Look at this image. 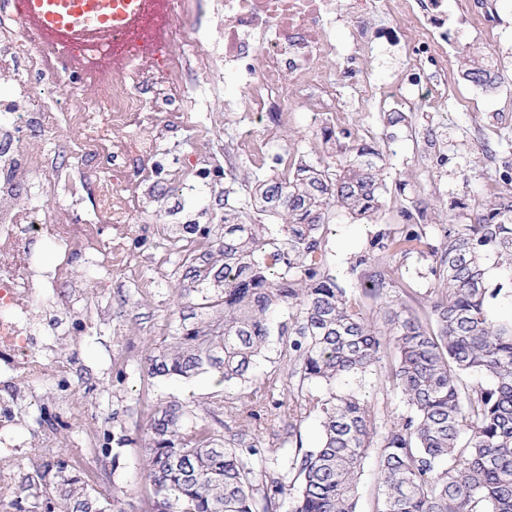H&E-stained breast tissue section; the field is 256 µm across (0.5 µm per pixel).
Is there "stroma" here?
<instances>
[{
	"label": "stroma",
	"mask_w": 512,
	"mask_h": 512,
	"mask_svg": "<svg viewBox=\"0 0 512 512\" xmlns=\"http://www.w3.org/2000/svg\"><path fill=\"white\" fill-rule=\"evenodd\" d=\"M338 62L343 70L360 68L373 73L382 85L395 79L405 67L406 58L399 48L386 46L366 56L344 51ZM235 87V78L228 76L213 89L189 90L184 106L191 109V119L199 133L191 140L185 132L175 133L157 157L154 172L144 187L143 212L131 221L130 235L137 248L151 246L159 225L188 219L197 224H214L225 206L244 207L256 173L250 163H242L232 182L225 180L223 173H211V197L202 206L182 195L167 171L169 159L176 155L188 167L196 160L223 155L225 141L235 137L238 130L235 114L224 109V98ZM341 93L337 127L385 132L387 153V193L378 221L368 224L336 212L329 218L324 238L327 264L349 285L353 282L351 266L360 256L376 252L379 232L400 229L401 210L412 197L420 196L427 202V235L432 244H439L438 226L446 216H453L456 223H467L469 213L459 209L458 203L487 195L493 174L489 155L512 158V120L501 122L496 115L498 109L512 108V92L482 98L475 96L470 83L462 80L435 111L413 113L409 122L387 129L381 124L379 108L358 109L349 88H342ZM94 94L92 83L68 74H46L39 101L53 111L58 103L78 106ZM428 136L447 145V156L434 155L427 162H420L423 141ZM277 145L297 151L315 163L325 159L336 167L343 159L339 145L324 142L311 127L308 114L302 111L294 113L288 125L281 128ZM73 273L85 282L90 293L108 303L111 319L97 336L80 325L74 329L80 338L76 354L80 376L65 399V415L54 418L60 437L54 456L81 471L102 497L120 498L124 512H145L147 491L138 447L145 437L143 424L162 403L179 401L200 414L212 408L217 399L236 394L237 389L223 386L208 374L188 383L162 380L151 377L142 367L143 359L153 353L162 328L179 323L182 311L196 299L186 287V271L180 259H173L160 269L145 266L133 275L109 280L78 260L73 264ZM154 279L159 282L157 288L147 292L141 289V281ZM109 354L119 358L121 368L108 366L105 357ZM52 395L51 383L39 387L37 404L31 408L27 424L12 431V440L19 447L17 460L22 465H29L33 456L31 443L38 421L51 416L43 403ZM74 413L94 423L100 432L127 431L131 444L118 448L116 457L102 456L86 447L83 433L72 428L70 416Z\"/></svg>",
	"instance_id": "obj_1"
}]
</instances>
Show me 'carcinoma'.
Segmentation results:
<instances>
[{"instance_id":"1","label":"carcinoma","mask_w":512,"mask_h":512,"mask_svg":"<svg viewBox=\"0 0 512 512\" xmlns=\"http://www.w3.org/2000/svg\"><path fill=\"white\" fill-rule=\"evenodd\" d=\"M485 56L470 52L463 77L488 82ZM350 144L336 171L293 156L288 175L256 177L248 210L224 212V223L187 224L209 243L188 260L198 297L182 322L145 358L155 377L186 381L215 374L245 385L224 398V430L215 412L158 406L142 448L146 512H357L361 465L376 451V512H512V318L490 305L503 285L489 287L486 257L512 265V192L487 194L468 224L441 225L432 244L424 225L378 234L379 253L352 266L353 288L327 267L329 215L376 221L384 206L385 155L380 136L340 130ZM286 214V224L261 217ZM432 260L438 285L397 294V261ZM379 306L380 319L367 302ZM279 326L286 376L256 374ZM389 360L388 383L405 410L387 419L351 388H339ZM473 373L485 381L468 384ZM319 420L314 448L298 429ZM286 430L280 447L288 484L270 475L253 423ZM26 512H123L103 500L62 460L34 470Z\"/></svg>"}]
</instances>
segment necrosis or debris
Returning a JSON list of instances; mask_svg holds the SVG:
<instances>
[{
    "label": "necrosis or debris",
    "mask_w": 512,
    "mask_h": 512,
    "mask_svg": "<svg viewBox=\"0 0 512 512\" xmlns=\"http://www.w3.org/2000/svg\"><path fill=\"white\" fill-rule=\"evenodd\" d=\"M173 24L166 49L151 64L135 63L128 70L98 81L93 107L73 113L86 136V155H96L103 142L112 147V175L96 176L84 169L71 175L59 170L56 156L62 143L26 141L30 127L55 128L57 115L35 104L17 112L8 99L0 100V446L9 447L10 433L20 423L18 400L45 381L70 387L74 369L59 346L42 343L43 335H71L75 324L96 326L93 300L84 284L70 274L73 260L108 273L126 272L136 263L129 241L128 222L135 212L143 168L162 152L174 127L161 120L187 90L214 83L224 75L237 79L236 91L225 97L224 109L239 119L238 137L224 150V174L234 176L241 160L284 174V153H270L268 141L287 124L292 112L305 109L318 131H335L332 119L340 105L339 82H346L358 107L377 99L369 72L347 71L335 78L326 63L337 55L333 31L337 11L347 17L351 53L377 51L399 43L405 68L389 83L386 97L408 112L422 104L446 99L455 85L462 48L476 38L494 36L502 24L499 0H170ZM215 24L213 59L195 52L198 24L205 13ZM40 48L33 34L17 22L0 19V61L10 70L16 93L32 97L29 77L19 58L38 60ZM290 81H283V72ZM264 124L265 140H257L250 125ZM131 128L128 138L111 140L115 127ZM48 181L62 203L51 216L37 208L22 213L11 201L19 187ZM93 186L94 221L76 224L71 213L86 186ZM50 241L58 262L40 266L35 242ZM203 240L182 226L158 232L150 262L165 265L172 255L203 248Z\"/></svg>",
    "instance_id": "obj_1"
}]
</instances>
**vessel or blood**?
Masks as SVG:
<instances>
[{"instance_id": "b4317fda", "label": "vessel or blood", "mask_w": 512, "mask_h": 512, "mask_svg": "<svg viewBox=\"0 0 512 512\" xmlns=\"http://www.w3.org/2000/svg\"><path fill=\"white\" fill-rule=\"evenodd\" d=\"M25 31L37 36L52 71L81 58L119 52L137 57L144 46L162 50L172 25L169 0H4Z\"/></svg>"}]
</instances>
